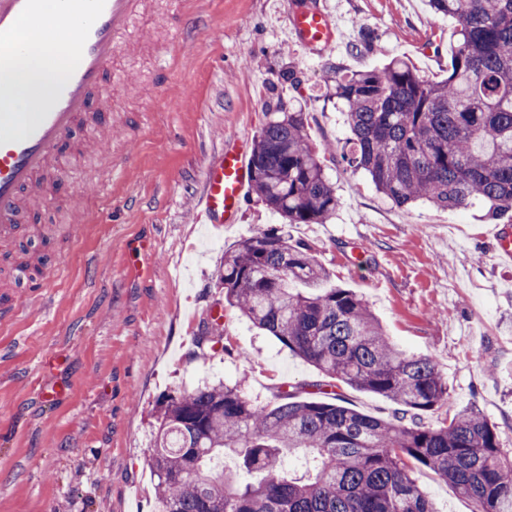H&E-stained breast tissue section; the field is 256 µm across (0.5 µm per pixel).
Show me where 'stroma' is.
Masks as SVG:
<instances>
[{"label": "stroma", "mask_w": 512, "mask_h": 512, "mask_svg": "<svg viewBox=\"0 0 512 512\" xmlns=\"http://www.w3.org/2000/svg\"><path fill=\"white\" fill-rule=\"evenodd\" d=\"M327 6L341 39L322 57L290 41L275 0H148L135 20L133 48L112 62L124 80L104 85L103 131H75L72 177L61 186L46 177L43 204L25 216L51 227L48 243L0 250V276L24 260L27 278L50 283L35 299L15 282L22 315L0 325V512H156L148 460L159 398L221 380L265 406L280 387L320 380L230 307L219 350L197 347L224 298L216 277L225 251L281 226L331 283L366 299L390 339L434 361L448 403L425 424L477 407L512 455V266L491 251L486 207L474 203L453 223L446 210L393 204L339 159L346 113L325 96L331 63L357 71L404 57L421 75L446 77L455 25L426 0ZM280 104L301 109L310 144L331 154L335 214L286 226L251 194L239 224L196 223L204 165L226 138L254 140ZM123 156L127 167L115 171ZM141 239L154 253L131 251ZM54 383L63 394L40 401L39 386ZM414 476L436 512H472L432 472Z\"/></svg>", "instance_id": "1"}]
</instances>
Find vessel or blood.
<instances>
[{
    "label": "vessel or blood",
    "instance_id": "obj_1",
    "mask_svg": "<svg viewBox=\"0 0 512 512\" xmlns=\"http://www.w3.org/2000/svg\"><path fill=\"white\" fill-rule=\"evenodd\" d=\"M57 5L60 18L75 31V62L63 80L50 83L45 95L31 104L11 100L9 82L15 60L29 48L22 25L42 15L45 0H0V101L13 106L0 112V244L32 233V226L20 221L24 195L37 193L61 146L89 118L92 98L114 56L128 43L130 25L146 0H57ZM284 17L290 34L311 53L335 48L336 23L319 0H287ZM250 180L247 142L225 143L202 172L199 207L205 223H238ZM492 240L495 257L512 265V225H495Z\"/></svg>",
    "mask_w": 512,
    "mask_h": 512
}]
</instances>
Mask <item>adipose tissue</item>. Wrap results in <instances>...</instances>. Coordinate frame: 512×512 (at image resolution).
I'll list each match as a JSON object with an SVG mask.
<instances>
[{
	"mask_svg": "<svg viewBox=\"0 0 512 512\" xmlns=\"http://www.w3.org/2000/svg\"><path fill=\"white\" fill-rule=\"evenodd\" d=\"M23 32L30 50L13 69L11 85L16 98L28 100L53 80L61 78L74 61L73 29L59 18L56 0H46V10L39 18L25 23ZM54 66H46V59Z\"/></svg>",
	"mask_w": 512,
	"mask_h": 512,
	"instance_id": "adipose-tissue-1",
	"label": "adipose tissue"
}]
</instances>
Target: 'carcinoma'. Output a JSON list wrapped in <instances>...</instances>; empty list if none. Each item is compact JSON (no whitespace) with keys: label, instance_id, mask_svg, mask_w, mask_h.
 I'll use <instances>...</instances> for the list:
<instances>
[{"label":"carcinoma","instance_id":"obj_1","mask_svg":"<svg viewBox=\"0 0 512 512\" xmlns=\"http://www.w3.org/2000/svg\"><path fill=\"white\" fill-rule=\"evenodd\" d=\"M457 25L448 76H420L403 57L381 68L332 66V96L352 136L342 157L398 206L476 201L512 213V0H427ZM303 113L279 108L254 139L251 187L286 224H323L339 200ZM224 299L324 377L402 407L383 419L312 383L257 406L237 386L204 384L159 403L150 466L157 512H435L410 464L451 483L473 512H512V457L475 407L437 427L423 414L448 402L434 362L384 333L367 302L329 283L308 249L274 228L224 252ZM250 476L224 470V452ZM303 454L296 476L277 464Z\"/></svg>","mask_w":512,"mask_h":512}]
</instances>
